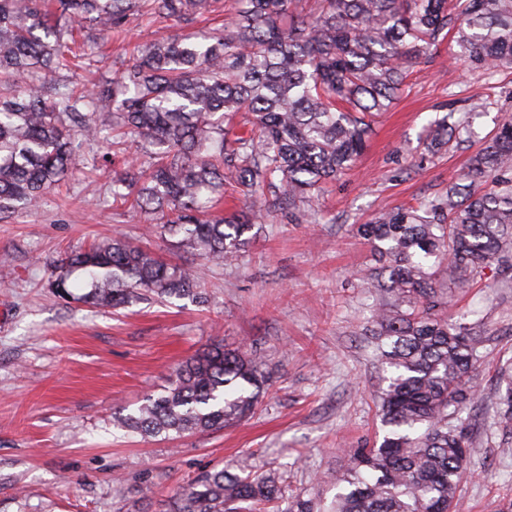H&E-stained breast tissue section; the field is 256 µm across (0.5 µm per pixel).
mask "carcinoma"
<instances>
[{
    "label": "carcinoma",
    "mask_w": 512,
    "mask_h": 512,
    "mask_svg": "<svg viewBox=\"0 0 512 512\" xmlns=\"http://www.w3.org/2000/svg\"><path fill=\"white\" fill-rule=\"evenodd\" d=\"M232 0L216 32L159 34L134 64L91 85L78 72L134 23L189 26L222 0H0V222L65 184L77 158L97 167L95 144L133 148L112 175V200L142 223L176 228L179 247L222 265L269 215L263 199L300 221L322 218L319 196L365 150L406 69L453 32L459 57L488 78L512 67V0ZM469 111L434 121L429 147L469 133ZM233 182L249 212L215 215ZM377 266L363 276L377 360L382 437L346 451L329 505L301 495L286 508L271 475L209 471L170 512H461L469 458L461 413L485 358L473 324L448 316L450 287L512 270V119L499 125L448 182L444 195L383 211L358 227ZM90 279L85 301L119 309L144 291L193 293L188 267L122 238L66 255L51 287L72 271ZM492 401L493 425L512 443V362ZM267 382L263 361L217 345L183 361L162 393L119 421L144 436L204 432L250 415Z\"/></svg>",
    "instance_id": "cac0c4a2"
}]
</instances>
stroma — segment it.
Returning <instances> with one entry per match:
<instances>
[{
    "label": "stroma",
    "instance_id": "1",
    "mask_svg": "<svg viewBox=\"0 0 512 512\" xmlns=\"http://www.w3.org/2000/svg\"><path fill=\"white\" fill-rule=\"evenodd\" d=\"M153 27L131 25L98 65L131 61ZM443 41L409 68L405 89L377 124L355 167L322 194L321 223L276 209L255 224L231 263L214 266L148 230L124 207L108 210L83 191L50 193L0 222V512H168L200 473L226 466L279 477L286 496L330 503L320 475L342 471L346 451L380 427L375 392L384 371L366 321L359 273L374 263L356 228L380 208L418 205L462 174L480 137L512 115V79H486ZM474 100L477 140L438 154L431 120ZM121 235L161 260L194 270L206 303L140 300L118 313L85 303L81 272L67 298L50 288L64 255ZM485 285L453 288L449 314L477 326L486 358L474 377L470 457L460 489L466 512H504L512 502V445L490 427L496 369L512 359V288L487 270ZM254 352L268 382L250 418L209 432L144 437L117 418L160 394L179 363L213 345Z\"/></svg>",
    "mask_w": 512,
    "mask_h": 512
}]
</instances>
